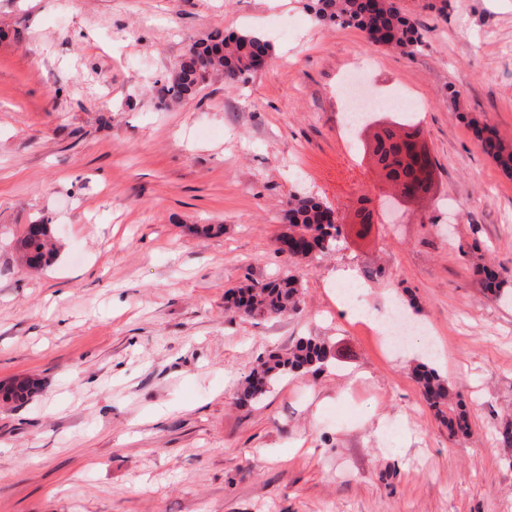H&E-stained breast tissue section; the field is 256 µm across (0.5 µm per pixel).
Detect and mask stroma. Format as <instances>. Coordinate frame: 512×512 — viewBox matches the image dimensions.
<instances>
[{
    "instance_id": "1",
    "label": "stroma",
    "mask_w": 512,
    "mask_h": 512,
    "mask_svg": "<svg viewBox=\"0 0 512 512\" xmlns=\"http://www.w3.org/2000/svg\"><path fill=\"white\" fill-rule=\"evenodd\" d=\"M433 2L400 0L426 33L406 56L305 0H0V383H40L0 403V512H512L495 436L512 417V179L468 125L512 142V0ZM246 30L273 45L264 68L159 108L190 42ZM361 53L376 90L422 102L433 189L300 265V314L241 318L229 291L288 271L290 196L344 211L375 186L373 131L346 138L336 98ZM40 221L59 252L33 270L17 240ZM483 260L500 299L471 273ZM341 269L368 276L373 315L403 305L424 335L389 346L342 312ZM304 335L334 364L236 405L257 360ZM429 341L471 409L455 441L411 375ZM39 390V384L30 377H18L0 387L1 398L4 402L28 401Z\"/></svg>"
}]
</instances>
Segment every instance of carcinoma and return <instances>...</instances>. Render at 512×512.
<instances>
[{"label":"carcinoma","instance_id":"obj_1","mask_svg":"<svg viewBox=\"0 0 512 512\" xmlns=\"http://www.w3.org/2000/svg\"><path fill=\"white\" fill-rule=\"evenodd\" d=\"M308 9L316 22L340 27H354L364 35L367 44L378 48L415 54L425 43V34L417 21L408 15L398 0H311ZM272 55V44L255 32L216 33L191 44L170 77L160 107L192 96L201 85L214 77L227 87H236L257 71L261 60ZM479 149L512 179V144L501 139L485 123L469 120ZM328 205L316 197L294 196L286 203L284 221L288 224V240L296 243L287 255L295 265L311 261L336 247L340 229L326 222ZM25 265L41 269L49 265L57 251L48 224H29L17 242ZM474 274L482 276L484 293L496 297L500 293L499 273L487 265H474ZM233 307L247 318L280 319L301 311V292L293 274L265 283H251L233 293ZM335 359L333 347L316 336H301L286 354L271 353L260 359L244 379L237 395L241 406L262 400L281 380L290 375L316 374L325 371ZM426 404L448 427V435L465 436L470 431L469 410L457 399L451 385L427 362L412 369ZM39 390L30 377H18L0 387L5 402H25ZM497 440L505 452H512V419L496 428Z\"/></svg>","mask_w":512,"mask_h":512}]
</instances>
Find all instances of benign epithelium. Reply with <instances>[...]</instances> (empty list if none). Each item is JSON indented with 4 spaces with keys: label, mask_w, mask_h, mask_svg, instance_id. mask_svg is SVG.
Segmentation results:
<instances>
[{
    "label": "benign epithelium",
    "mask_w": 512,
    "mask_h": 512,
    "mask_svg": "<svg viewBox=\"0 0 512 512\" xmlns=\"http://www.w3.org/2000/svg\"><path fill=\"white\" fill-rule=\"evenodd\" d=\"M425 137L420 126L406 127L392 138L375 139L370 144L374 172L379 182V193L368 192L357 199L355 208L341 213L329 210L333 224H351L361 234L378 223L381 195L393 193L408 199L427 196V183L432 173V158L423 148Z\"/></svg>",
    "instance_id": "obj_1"
}]
</instances>
